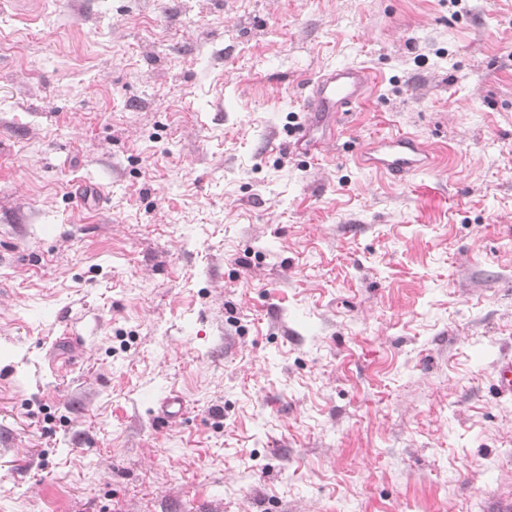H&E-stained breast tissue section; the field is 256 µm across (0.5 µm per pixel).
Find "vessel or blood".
Masks as SVG:
<instances>
[{
    "mask_svg": "<svg viewBox=\"0 0 512 512\" xmlns=\"http://www.w3.org/2000/svg\"><path fill=\"white\" fill-rule=\"evenodd\" d=\"M370 80V72L363 68L344 64L328 67L307 84L303 108L313 113L344 115L361 104ZM360 162L398 179L431 165L428 151L406 136H391L369 144L361 153Z\"/></svg>",
    "mask_w": 512,
    "mask_h": 512,
    "instance_id": "vessel-or-blood-1",
    "label": "vessel or blood"
}]
</instances>
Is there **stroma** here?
I'll use <instances>...</instances> for the list:
<instances>
[{
  "label": "stroma",
  "instance_id": "obj_1",
  "mask_svg": "<svg viewBox=\"0 0 512 512\" xmlns=\"http://www.w3.org/2000/svg\"><path fill=\"white\" fill-rule=\"evenodd\" d=\"M509 357L512 0H0V512H512ZM371 73L353 65L328 67L305 87L303 108L306 112H334L341 118L362 103ZM359 160L360 164L387 172L397 179L410 176L431 165L428 151L407 136H391L373 142L364 149Z\"/></svg>",
  "mask_w": 512,
  "mask_h": 512
}]
</instances>
